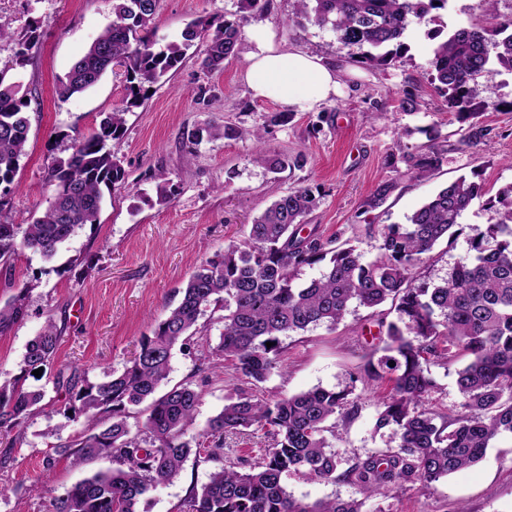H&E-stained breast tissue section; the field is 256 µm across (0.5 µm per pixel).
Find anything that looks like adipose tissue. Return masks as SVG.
I'll return each instance as SVG.
<instances>
[{
	"label": "adipose tissue",
	"mask_w": 512,
	"mask_h": 512,
	"mask_svg": "<svg viewBox=\"0 0 512 512\" xmlns=\"http://www.w3.org/2000/svg\"><path fill=\"white\" fill-rule=\"evenodd\" d=\"M249 40L256 50L249 57L245 80L254 97L306 112L340 92L335 66L306 52L283 49L269 27L254 26Z\"/></svg>",
	"instance_id": "obj_1"
}]
</instances>
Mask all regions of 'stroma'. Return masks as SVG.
<instances>
[{
	"mask_svg": "<svg viewBox=\"0 0 512 512\" xmlns=\"http://www.w3.org/2000/svg\"><path fill=\"white\" fill-rule=\"evenodd\" d=\"M294 0H273L270 13L244 10L239 0H158L155 39L159 45L178 43L186 26L196 20L222 17L243 29L270 26L283 48L305 51L326 61L352 64L344 75L342 96L308 112L291 113L285 123H272L281 105L254 98L244 80L248 53L227 60L220 72L202 68L205 40L193 41L176 73L154 84L143 105L126 115L125 133L112 149L127 175L126 188L111 192L95 226L66 241L55 259L47 261L29 250L11 260L12 273L0 272V300L28 288V314L0 335V372L15 376L28 341L46 321L61 333L57 364H75L89 381L123 369L150 334L156 319L178 300L177 290L206 259L225 243L243 239L253 218L278 195L295 187L312 190L316 205L305 219L306 231L326 240L351 241L364 261L377 254L382 225L404 223L424 199L457 177L477 176L487 195L512 185V77L490 68L480 79L481 92L467 108L446 106L430 82L428 62L433 43L430 30L452 31L472 25L493 26L512 16V0H497L487 10L484 0H449L434 22L412 21L405 49L387 68L350 63L345 50L327 28L292 25L287 17ZM112 21V0H0V25L15 32L38 27L40 37L24 65H16L14 45L0 41V69L6 82L18 85L32 99L28 109L26 153L19 162L5 208L12 223L28 224L46 209L51 190L48 170L66 158L74 142L89 136L101 113L111 111L125 95L123 77L105 76L95 87L67 99L55 89L91 42ZM413 97L414 111L400 102ZM261 130L263 139L216 137L196 148L185 164L184 131L207 126ZM437 127L444 139L443 162L427 179L412 177L404 158L426 143V128ZM482 135L469 146L461 140L470 131ZM267 155L298 158V167L274 174L255 163L256 150ZM172 187L159 200L161 187ZM496 215L474 203L461 219L455 242H440L418 268L420 279L440 282L468 251V239L494 223ZM378 326L371 310L354 305L336 328L321 325L283 337L279 367L251 387L231 362L212 356L208 381L194 373L202 350L175 352L168 386L197 384L201 393L193 426L202 432L224 406L226 397L254 391L266 400L322 386H353L358 415L347 423L337 452L346 459L386 447L390 434L376 430L375 412L384 392L373 383L351 384L370 351L378 346ZM54 371L28 377L27 387L40 388L55 414L31 418L9 465L0 466V486L10 490L0 512H44L52 494L106 469L99 461L77 469L58 453V439L85 429V418L63 423L57 410L64 396L54 388ZM61 424L59 437L47 436L49 424ZM53 457L47 489L35 486L46 457ZM214 462L189 457L180 475L158 485L141 512H176L191 486L206 482ZM287 486L300 499L358 497L346 481L327 483L291 477ZM364 512H512V436L494 440L475 466L425 488L414 486L386 498L366 500Z\"/></svg>",
	"mask_w": 512,
	"mask_h": 512,
	"instance_id": "35a3bbf8",
	"label": "stroma"
}]
</instances>
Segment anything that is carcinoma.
Segmentation results:
<instances>
[{
	"instance_id": "carcinoma-1",
	"label": "carcinoma",
	"mask_w": 512,
	"mask_h": 512,
	"mask_svg": "<svg viewBox=\"0 0 512 512\" xmlns=\"http://www.w3.org/2000/svg\"><path fill=\"white\" fill-rule=\"evenodd\" d=\"M299 24L329 28L351 59L373 67L395 64L412 20L442 10L448 0H296ZM157 0H112L113 19L89 45L61 81L59 93L84 92L118 65L124 68L126 95L101 114L98 127L74 143L68 158L51 168L49 206L32 223L12 224L0 211V262L20 249L46 259L86 225H94L105 203L104 190L126 186V172L112 152L124 133V115L139 107L150 85L184 63L187 47L207 40L202 67L220 70L238 56L246 37L240 24L224 19L194 22L182 44L157 46L152 25ZM437 40L430 59L431 83L450 108L463 109L480 93L479 79L491 66L512 72V17L497 27L459 28ZM16 43L15 63L29 58L36 29L15 35L0 27V39ZM0 71V185H9L25 154L26 109L31 99ZM238 136L260 140L257 132L196 128L186 133L189 146L203 136ZM429 143L410 155L412 173L425 178L442 162L438 129ZM256 162L273 173L298 165V159L255 153ZM499 220L471 238L469 253L435 284L418 278L423 256L458 234L463 215L478 200ZM316 206L306 187L278 196L249 225L247 238L231 242L205 260L177 291L179 300L156 321L152 335L139 341L135 357L121 370L88 382L76 365L59 371L55 386L65 390L69 421L84 416L88 431L57 444L75 467L105 459L112 467L97 471L51 497L47 512H140L139 505L159 484L171 482L192 452L210 461L224 458V439L250 429L263 430L273 444L257 459L225 463L208 481L194 486L178 512H362L365 500L419 483L425 487L483 459L492 440L512 434V185L485 197L483 185L460 177L439 188L403 224L380 231L378 256L363 261L356 247L332 245L314 233L302 235L304 218ZM324 264L318 278L298 282L304 266ZM391 301L394 319L381 313L382 346L372 351L361 379L392 382L379 403L375 427L388 429L395 445L347 463L331 440L353 419L359 407L353 388L314 387L274 400L248 393L226 399L223 409L201 433L208 446L198 448L189 434L201 392L185 383L160 392L171 372L173 351L191 341L208 343L199 320L208 308L224 311L216 354L232 362L253 386L276 368L282 337L319 325L336 328L352 304L378 309ZM28 312V289L0 301V334ZM61 336L47 321L30 339L20 362L21 376H0V445L10 454L29 418L42 409L45 392L24 387L25 376L53 364ZM272 346H266V343ZM465 352L469 363L458 371L461 396L450 412L433 402L439 390L429 365L454 360ZM144 406L142 426L132 430L131 410ZM297 475L323 482L348 481L361 499L325 498L308 502L288 491L285 477Z\"/></svg>"
}]
</instances>
